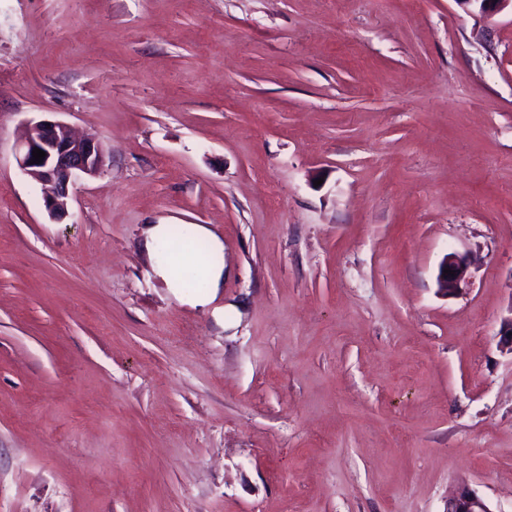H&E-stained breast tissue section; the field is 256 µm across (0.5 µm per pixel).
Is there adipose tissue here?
<instances>
[{
  "label": "adipose tissue",
  "instance_id": "obj_1",
  "mask_svg": "<svg viewBox=\"0 0 512 512\" xmlns=\"http://www.w3.org/2000/svg\"><path fill=\"white\" fill-rule=\"evenodd\" d=\"M192 232L195 236L208 239L211 242V255L204 260L189 264L177 256L160 263L157 267V273L164 280L167 287L174 292L180 288L178 276L181 272L188 271L204 278L206 282L204 292L189 299L190 304L203 307L214 299L224 278V245L216 234L205 225H193Z\"/></svg>",
  "mask_w": 512,
  "mask_h": 512
}]
</instances>
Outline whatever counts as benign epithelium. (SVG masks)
Masks as SVG:
<instances>
[{
	"label": "benign epithelium",
	"instance_id": "7a95c632",
	"mask_svg": "<svg viewBox=\"0 0 512 512\" xmlns=\"http://www.w3.org/2000/svg\"><path fill=\"white\" fill-rule=\"evenodd\" d=\"M36 148L46 153L42 162L31 163ZM19 167L48 187L44 206L50 218L60 221L68 214L70 185L81 175L96 176L105 166V154L97 137L91 133L73 136L60 122L43 119L30 124L17 157ZM470 262L465 255L449 253L439 265L438 288L456 292L469 282ZM454 271V275L444 270ZM447 512H494L488 502L466 485L448 498Z\"/></svg>",
	"mask_w": 512,
	"mask_h": 512
}]
</instances>
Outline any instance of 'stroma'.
Masks as SVG:
<instances>
[{"mask_svg":"<svg viewBox=\"0 0 512 512\" xmlns=\"http://www.w3.org/2000/svg\"><path fill=\"white\" fill-rule=\"evenodd\" d=\"M41 119L106 155L60 222ZM148 224L216 231L210 308ZM509 317L512 11L0 0V512H512ZM191 226L195 236L206 238L211 242L212 254L203 261H194L189 264L185 263L176 254L173 259L170 257L167 262L160 263L157 266V273L176 296L179 295V288H181L178 279L181 272L189 271L204 278L206 286L203 293L182 298L193 306L204 307L214 299L221 281L224 282V244L204 224H193ZM469 268L470 262L466 255H459L457 253L446 254L438 269L437 285L438 288L445 292H456L469 282ZM444 269H451L454 271L455 276L444 274ZM447 512H493L488 502L466 485L448 498Z\"/></svg>","mask_w":512,"mask_h":512,"instance_id":"stroma-1","label":"stroma"}]
</instances>
